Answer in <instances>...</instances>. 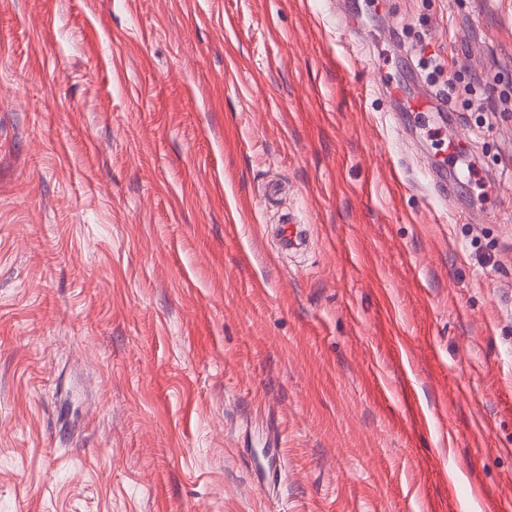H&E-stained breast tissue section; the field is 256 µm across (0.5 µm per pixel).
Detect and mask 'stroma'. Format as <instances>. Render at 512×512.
Segmentation results:
<instances>
[{
    "label": "stroma",
    "mask_w": 512,
    "mask_h": 512,
    "mask_svg": "<svg viewBox=\"0 0 512 512\" xmlns=\"http://www.w3.org/2000/svg\"><path fill=\"white\" fill-rule=\"evenodd\" d=\"M350 7L0 0V512L512 498V0ZM430 56L477 94L397 128Z\"/></svg>",
    "instance_id": "stroma-1"
}]
</instances>
